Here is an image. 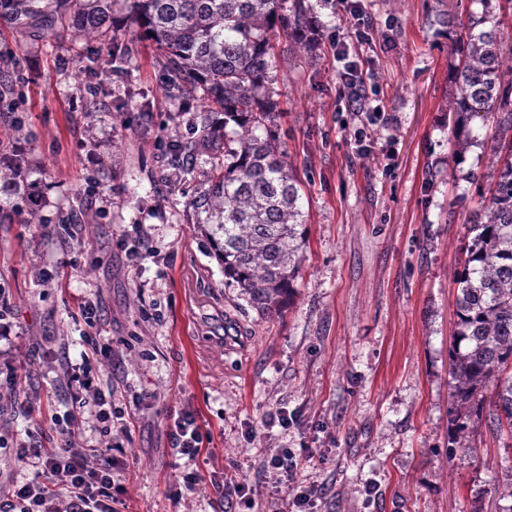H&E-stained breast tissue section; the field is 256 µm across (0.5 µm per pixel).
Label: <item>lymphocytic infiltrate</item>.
Listing matches in <instances>:
<instances>
[{
	"instance_id": "lymphocytic-infiltrate-1",
	"label": "lymphocytic infiltrate",
	"mask_w": 512,
	"mask_h": 512,
	"mask_svg": "<svg viewBox=\"0 0 512 512\" xmlns=\"http://www.w3.org/2000/svg\"><path fill=\"white\" fill-rule=\"evenodd\" d=\"M91 354L80 360H64L63 375L72 394V409L59 430V444L50 451L19 440L15 443L19 460L37 459L40 467L31 480L13 485L0 495V512H113L124 489L116 482L117 463L112 456L115 439L112 394L104 389L100 375L103 359L111 354V345L95 334H87ZM95 420L101 439L87 449L79 446L76 434L85 419ZM264 471L276 474L284 484L294 507L311 504L320 495L318 487L299 478L295 453L281 449L261 463Z\"/></svg>"
}]
</instances>
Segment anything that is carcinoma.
Listing matches in <instances>:
<instances>
[{"label":"carcinoma","instance_id":"1","mask_svg":"<svg viewBox=\"0 0 512 512\" xmlns=\"http://www.w3.org/2000/svg\"><path fill=\"white\" fill-rule=\"evenodd\" d=\"M0 0V23L39 28L58 41L95 43L114 27L116 9L159 53L165 91L175 102L174 134L163 156L176 177L193 176L195 223L224 264L226 283L259 313L290 305L303 259L307 214L302 181L273 127L281 112L271 73L282 45L317 58L322 24L311 0ZM456 38L452 100L455 151L476 142L473 123L491 127L492 164L471 173L478 205L455 282L451 349V446L464 448L475 419L512 450V76L503 73L505 19L512 0H472ZM131 43L112 34L106 66L120 77ZM17 57L0 59V98L15 92ZM186 128L188 135L181 134ZM35 198L32 184L0 164V224Z\"/></svg>","mask_w":512,"mask_h":512}]
</instances>
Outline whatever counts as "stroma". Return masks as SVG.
<instances>
[{"label":"stroma","mask_w":512,"mask_h":512,"mask_svg":"<svg viewBox=\"0 0 512 512\" xmlns=\"http://www.w3.org/2000/svg\"><path fill=\"white\" fill-rule=\"evenodd\" d=\"M360 4L372 29L349 53L366 72L368 112L347 111L334 49L312 63L286 53L274 71L308 244L296 295L271 319L225 286L187 184L163 176L174 103L154 47L134 39L115 80L90 76L80 44L0 26V53L24 64L15 95L0 100V163L36 184L42 218L0 224V308L18 331L0 342V367L21 379L20 392L0 390L1 436L28 428L43 447L56 441L55 417L71 408L59 365L88 350L74 313L82 297L112 346L102 374L125 429L112 450L125 512H277L283 494L260 463L282 448L309 449L299 472L321 490L315 512H501L495 490L512 456L485 420L467 447H448L454 280L476 206L468 176L490 149L453 154L458 59L440 18L471 0ZM91 91L104 107L86 109ZM283 410L294 417L286 428L275 421ZM183 412L211 435L199 471L246 480L252 507L208 483L184 489L188 461L171 445Z\"/></svg>","instance_id":"stroma-1"}]
</instances>
